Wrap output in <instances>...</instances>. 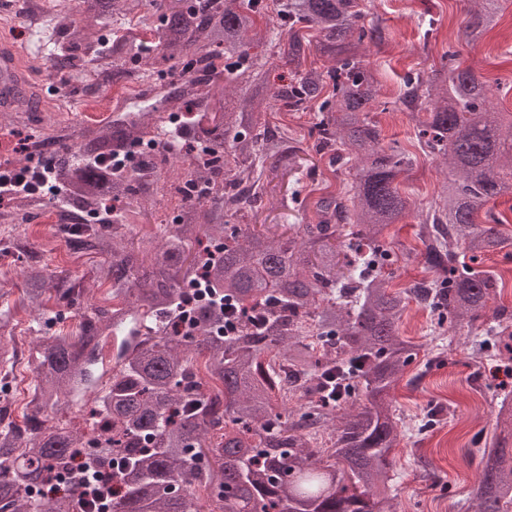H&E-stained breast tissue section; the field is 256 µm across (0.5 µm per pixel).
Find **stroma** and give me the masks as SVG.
Instances as JSON below:
<instances>
[{
	"label": "stroma",
	"instance_id": "obj_1",
	"mask_svg": "<svg viewBox=\"0 0 512 512\" xmlns=\"http://www.w3.org/2000/svg\"><path fill=\"white\" fill-rule=\"evenodd\" d=\"M475 0H374L375 12L388 37L371 47L369 63L378 70L381 102L371 116L378 121L385 145L405 152L412 169L400 188L418 208L428 206L444 169L438 156L423 152L405 114L383 111L394 101L406 76L441 68L444 52L457 53L463 65L485 76L493 90V102L512 109V39L491 35L476 43L458 40L449 21L462 19ZM152 69L137 64L131 79L123 85L98 92L88 88L80 93L62 91V79L39 77L45 89L43 112L52 115L57 127L71 131L87 121L104 117L106 102L135 111L147 104L143 89L149 88ZM269 124L289 145L299 147L308 175L300 184L278 177L271 184L255 218L259 224H313L317 221L316 200L324 194L344 195L347 180L339 175L331 151L316 148L318 131L312 111L279 109L268 117ZM296 193L289 206H281L283 195ZM19 232L35 243L51 242V266L83 271V261L70 257L65 237L57 228L58 218L45 210L18 217ZM418 219L408 216L404 223L390 227L387 240L401 255L395 264L396 285L432 279L425 269L416 236ZM429 315L410 304L403 318L405 337L418 345L419 354L393 391L398 413L405 426H412L428 413H435L432 425L421 433L405 437L394 450L395 465L386 493L399 502V512H461L471 486L477 480L482 450L495 424L496 403L512 398V378L498 380L471 362L465 344L456 342L435 354L428 336Z\"/></svg>",
	"mask_w": 512,
	"mask_h": 512
}]
</instances>
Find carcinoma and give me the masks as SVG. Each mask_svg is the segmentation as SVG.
<instances>
[{"instance_id": "carcinoma-1", "label": "carcinoma", "mask_w": 512, "mask_h": 512, "mask_svg": "<svg viewBox=\"0 0 512 512\" xmlns=\"http://www.w3.org/2000/svg\"><path fill=\"white\" fill-rule=\"evenodd\" d=\"M501 0H476L461 34L482 40L500 21ZM127 0H77L58 13L69 40L55 44L51 67L85 72L107 90L130 76L128 65L153 57L180 70L160 85L146 109L115 113L80 127L58 149L48 121L20 150L55 160L63 192L41 191L0 209V225L23 209L59 212L71 254L89 261L81 276L36 259L18 236H0V254L27 255L19 302L0 273V369L13 371L16 314H35L29 330L32 415L0 431V512H88L69 473L93 450L112 475L110 512H396L381 487L401 433L389 397L417 359L400 339L410 301L430 316L433 340L448 327L470 339L500 287L494 272L467 268L503 248L509 231L476 223L493 199L512 195V113L489 102L490 88L470 66L447 54V72L409 77L397 97L415 122L423 151L441 154L453 175L419 214V253L430 281L392 292L398 261L385 231L400 224L411 201L400 178L412 163L381 142L369 112L379 96L376 70L361 59L364 40L380 37L366 20V0H286L282 53L295 65L272 94L291 109L318 105L320 147L340 142L336 170H348L346 196L317 202L316 224H239L257 211L268 161L301 180L296 156L262 120L267 71L250 46L268 40L257 27L262 0H163L160 20L138 31H107ZM315 32L307 41L299 31ZM335 66L306 68L310 45ZM244 80L251 91L228 87ZM332 88L327 98L322 93ZM184 119L181 148L163 155L159 135L172 116ZM27 112H1L0 129L27 125ZM138 148L120 172L104 160ZM207 155L195 153L198 145ZM172 163L161 180L158 159ZM206 185L207 199H180L172 223L135 229L158 197L181 194L182 181ZM107 287L72 327L55 331L64 311ZM469 357L479 364L512 341V309L500 304ZM102 336L118 340L114 364L100 369ZM292 377L277 378L274 358ZM91 407H86L87 402ZM101 415L86 437L76 413ZM329 432V445L314 444ZM512 403L503 399L471 492L477 512L512 508Z\"/></svg>"}]
</instances>
